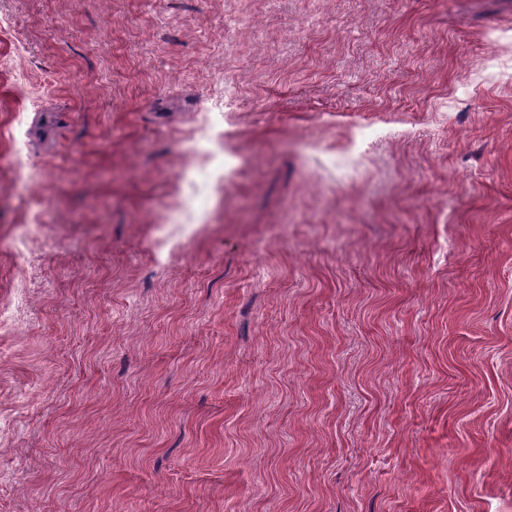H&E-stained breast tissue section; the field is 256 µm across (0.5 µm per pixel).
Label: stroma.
Instances as JSON below:
<instances>
[{"instance_id":"35a3bbf8","label":"stroma","mask_w":512,"mask_h":512,"mask_svg":"<svg viewBox=\"0 0 512 512\" xmlns=\"http://www.w3.org/2000/svg\"><path fill=\"white\" fill-rule=\"evenodd\" d=\"M0 318V512H512V0H0Z\"/></svg>"}]
</instances>
